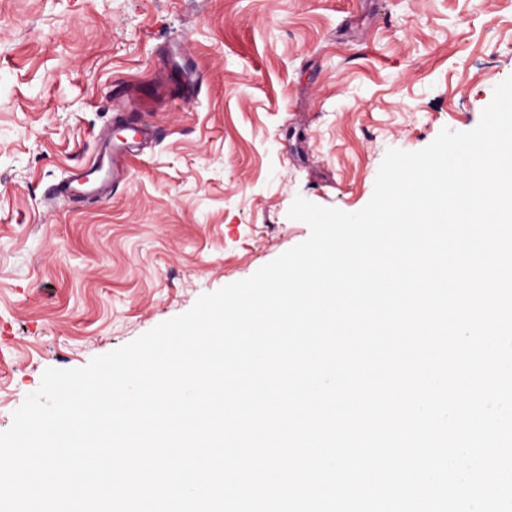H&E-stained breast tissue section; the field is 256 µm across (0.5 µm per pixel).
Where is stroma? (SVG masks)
<instances>
[{
    "instance_id": "35a3bbf8",
    "label": "stroma",
    "mask_w": 512,
    "mask_h": 512,
    "mask_svg": "<svg viewBox=\"0 0 512 512\" xmlns=\"http://www.w3.org/2000/svg\"><path fill=\"white\" fill-rule=\"evenodd\" d=\"M512 0H0V430L73 369L353 213L388 149L480 121ZM128 85L159 142L101 202L48 199Z\"/></svg>"
}]
</instances>
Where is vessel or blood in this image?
<instances>
[{"label":"vessel or blood","instance_id":"b4317fda","mask_svg":"<svg viewBox=\"0 0 512 512\" xmlns=\"http://www.w3.org/2000/svg\"><path fill=\"white\" fill-rule=\"evenodd\" d=\"M158 132L149 125L115 124L113 131L100 134L101 148L88 162L64 181L53 185L52 196L82 198L88 201L107 197L126 173L124 160L140 144L156 140Z\"/></svg>","mask_w":512,"mask_h":512}]
</instances>
